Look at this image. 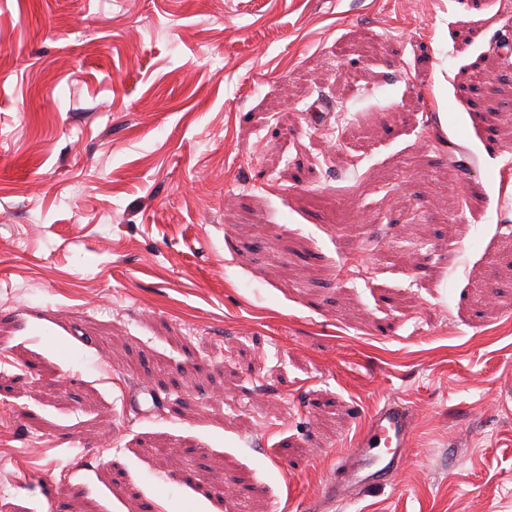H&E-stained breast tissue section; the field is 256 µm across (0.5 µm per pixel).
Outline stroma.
Segmentation results:
<instances>
[{"label": "stroma", "mask_w": 512, "mask_h": 512, "mask_svg": "<svg viewBox=\"0 0 512 512\" xmlns=\"http://www.w3.org/2000/svg\"><path fill=\"white\" fill-rule=\"evenodd\" d=\"M511 31L0 0V512H512ZM391 399L404 469L324 505Z\"/></svg>", "instance_id": "stroma-1"}]
</instances>
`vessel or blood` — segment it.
Segmentation results:
<instances>
[{"label": "vessel or blood", "mask_w": 512, "mask_h": 512, "mask_svg": "<svg viewBox=\"0 0 512 512\" xmlns=\"http://www.w3.org/2000/svg\"><path fill=\"white\" fill-rule=\"evenodd\" d=\"M415 422L413 408L400 401L392 400L376 409L367 420L357 448L342 463L346 480H327L322 501L346 503L357 488L389 481L409 457Z\"/></svg>", "instance_id": "vessel-or-blood-1"}]
</instances>
